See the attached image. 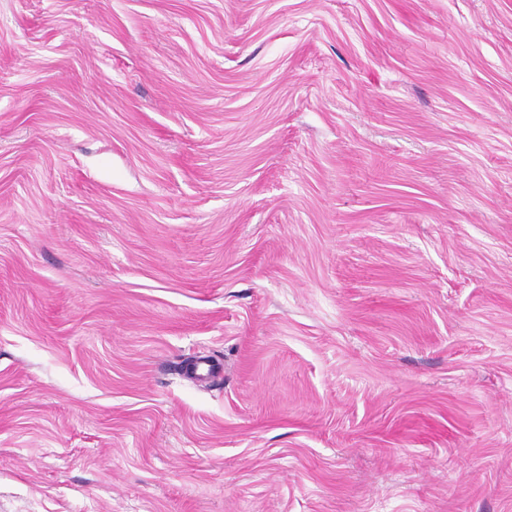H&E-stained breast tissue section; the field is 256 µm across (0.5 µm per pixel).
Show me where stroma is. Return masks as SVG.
I'll return each instance as SVG.
<instances>
[{"instance_id":"1","label":"stroma","mask_w":512,"mask_h":512,"mask_svg":"<svg viewBox=\"0 0 512 512\" xmlns=\"http://www.w3.org/2000/svg\"><path fill=\"white\" fill-rule=\"evenodd\" d=\"M0 512H512V0H0Z\"/></svg>"}]
</instances>
